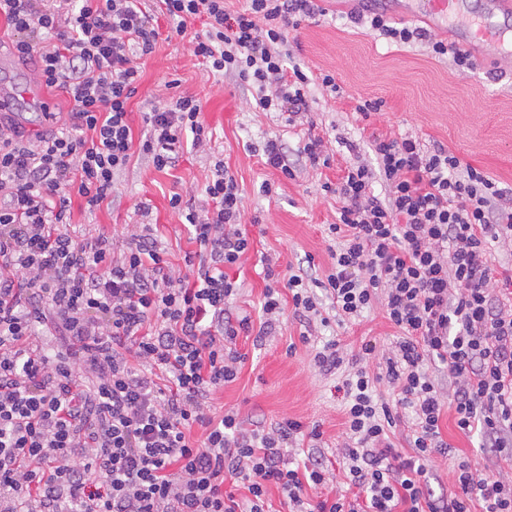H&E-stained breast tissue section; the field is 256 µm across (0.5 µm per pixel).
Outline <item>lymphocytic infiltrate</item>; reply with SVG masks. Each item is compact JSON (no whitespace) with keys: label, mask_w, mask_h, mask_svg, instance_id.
Wrapping results in <instances>:
<instances>
[{"label":"lymphocytic infiltrate","mask_w":512,"mask_h":512,"mask_svg":"<svg viewBox=\"0 0 512 512\" xmlns=\"http://www.w3.org/2000/svg\"><path fill=\"white\" fill-rule=\"evenodd\" d=\"M0 0V18L19 58L58 88L71 107L65 122L29 138L0 117V512H269L277 488L289 512H512V480L455 458L441 435L444 411L483 448L512 461V268H496L491 246L512 242V188L465 164L447 146L411 135H371L374 164L357 162L337 183L338 245L324 277L301 270L285 288L273 264L261 309L265 320L232 311L230 268L252 243L241 232L244 198L216 162L201 205L173 195L196 251L176 271L153 224L136 225L112 255L106 236L70 222L73 197L87 209L109 199L134 153L156 169L175 167L185 142L205 146L199 99L178 96L145 113L135 139L128 104L140 61L152 53L155 14L173 20L209 70L256 92L262 111L287 122L311 109V78L292 61L288 37L326 16L323 0ZM204 20V32L192 31ZM397 44L415 41L462 73L469 51L422 28L389 25L379 9L352 13ZM383 194H376L375 182ZM324 290L345 319L382 305L397 332L380 373L366 342L344 360L336 341L313 355L323 372L348 367L342 450L346 491L313 497L333 475L308 452L319 427L282 419L245 429L217 414L213 395L236 379L244 357L232 343L251 330L270 335L273 317L292 308L319 314ZM445 369L447 384L433 372ZM386 381L394 403L377 402ZM412 409L404 455L389 437L400 410ZM451 459L455 492H435L426 464ZM244 496L225 491V481Z\"/></svg>","instance_id":"1"}]
</instances>
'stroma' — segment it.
<instances>
[{
    "label": "stroma",
    "instance_id": "obj_1",
    "mask_svg": "<svg viewBox=\"0 0 512 512\" xmlns=\"http://www.w3.org/2000/svg\"><path fill=\"white\" fill-rule=\"evenodd\" d=\"M325 17L303 22L291 32L288 48L293 58L313 73L331 72L341 86L335 95L321 85H312L311 110L302 122L287 126L275 112L257 109L250 91L228 76L207 71L193 55L188 42L168 38L171 23L160 18V37L146 60L137 94L130 102L134 137L145 130L143 114L152 104L176 96H191L203 104L202 118L212 131L211 142L184 152L176 168L156 169L149 157L134 155L118 178L110 199L95 211H87L80 198H73L72 223L92 235L117 240L131 233L136 224H156L167 258L173 268L184 265L186 253L195 249L185 218L172 209L173 194L203 198L216 161H224L244 195L241 229L253 248L243 264L230 270L240 288L235 306L261 319L265 288L262 261H277L281 275L297 271L313 261L318 274L331 266L329 249L335 237L326 234L336 221V198L322 189L324 182H337L351 160L348 144H356L362 159L372 160L371 132L392 137L417 136L425 145H447L467 164L493 177L499 186L512 185V66L478 62L468 74L458 72L448 61L432 57L424 45H397L371 35L351 23L357 0L346 6L326 4ZM11 32L0 23V87L23 91L15 101L14 119L29 134L50 129L53 121H65L67 97L49 89L34 75L35 63L18 59L12 52ZM53 96L56 120H48L38 101ZM382 99V112L364 116L356 112L358 101ZM323 138L330 164L303 166L295 179L283 178L263 164L255 147L270 138H280L289 150H297L309 135ZM274 185L265 194L263 182ZM149 216H142V208ZM319 341H338L351 355L370 341L375 352L370 369H378L383 354L394 342V330L381 306H373L358 318L340 321L330 301H323L322 315L309 326ZM299 318L285 314L271 336L263 340L239 336L238 350L244 354L237 379L214 395L218 412L238 413L245 426L273 424L294 418L318 424L323 437L319 450L333 469L335 490L346 487L342 459L341 410L346 396V369L323 373L314 366L311 344L302 342Z\"/></svg>",
    "mask_w": 512,
    "mask_h": 512
}]
</instances>
